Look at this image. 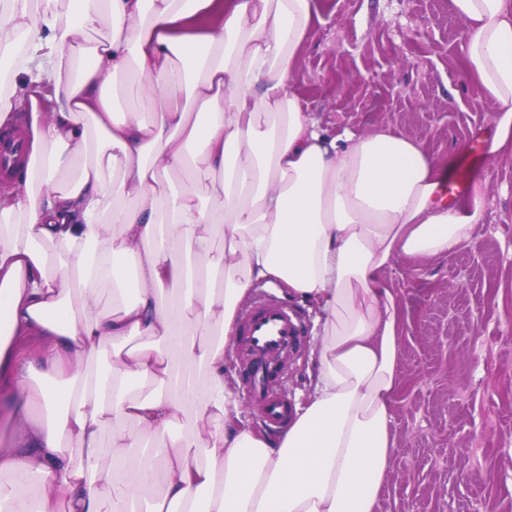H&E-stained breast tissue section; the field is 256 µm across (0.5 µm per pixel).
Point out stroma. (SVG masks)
Segmentation results:
<instances>
[{
  "instance_id": "stroma-1",
  "label": "stroma",
  "mask_w": 512,
  "mask_h": 512,
  "mask_svg": "<svg viewBox=\"0 0 512 512\" xmlns=\"http://www.w3.org/2000/svg\"><path fill=\"white\" fill-rule=\"evenodd\" d=\"M463 29L451 0H315L295 88L325 129L383 127L476 176L485 163L469 141L494 131L498 107L463 67ZM475 237L386 275L401 302L407 387L375 512H512V152L490 174ZM313 342L288 359L296 406L318 370Z\"/></svg>"
}]
</instances>
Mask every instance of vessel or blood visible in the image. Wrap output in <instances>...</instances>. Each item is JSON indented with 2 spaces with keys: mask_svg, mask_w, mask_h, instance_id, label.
I'll use <instances>...</instances> for the list:
<instances>
[{
  "mask_svg": "<svg viewBox=\"0 0 512 512\" xmlns=\"http://www.w3.org/2000/svg\"><path fill=\"white\" fill-rule=\"evenodd\" d=\"M23 124L0 131V181H14L25 167ZM301 314L266 296L259 297L240 322V341L246 361L240 370L243 389L265 427L287 428L292 403L284 387L285 360L305 335Z\"/></svg>",
  "mask_w": 512,
  "mask_h": 512,
  "instance_id": "b4317fda",
  "label": "vessel or blood"
}]
</instances>
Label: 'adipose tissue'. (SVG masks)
<instances>
[{
  "label": "adipose tissue",
  "mask_w": 512,
  "mask_h": 512,
  "mask_svg": "<svg viewBox=\"0 0 512 512\" xmlns=\"http://www.w3.org/2000/svg\"><path fill=\"white\" fill-rule=\"evenodd\" d=\"M452 6L499 106L492 165L512 148V0ZM312 18V0H0V73L27 76L32 106L23 188L0 194L9 512H374L404 387L383 275L474 245L484 198L440 201L450 165L414 139L319 126L292 85ZM131 83L139 107L117 111ZM195 175L201 192L178 187ZM269 279L319 309L312 390L274 438L224 379ZM236 337V331L233 335L232 339L228 343V345L225 347L224 351V378H226L229 383L233 386L236 394L239 396L241 403H242V410H243V419L246 422V424L255 432L259 434H265L270 435L274 434L272 432L267 431L263 425L260 423V421L256 418L254 413L251 410V407L247 400L245 399L240 387H239V381H238V367H237V361H236V346H237V339Z\"/></svg>",
  "instance_id": "adipose-tissue-1"
}]
</instances>
